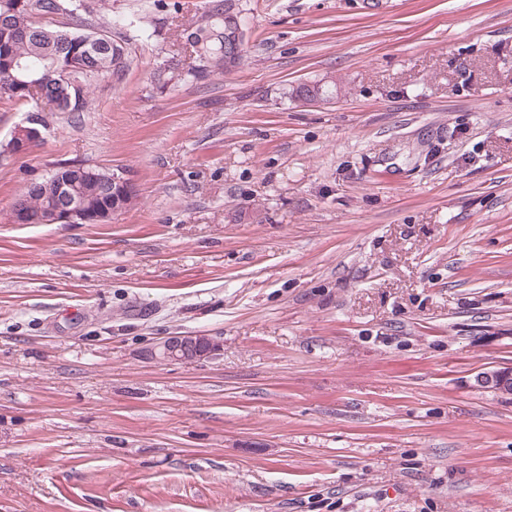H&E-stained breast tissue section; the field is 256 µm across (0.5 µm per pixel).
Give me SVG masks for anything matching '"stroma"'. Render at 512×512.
Segmentation results:
<instances>
[{
	"instance_id": "stroma-1",
	"label": "stroma",
	"mask_w": 512,
	"mask_h": 512,
	"mask_svg": "<svg viewBox=\"0 0 512 512\" xmlns=\"http://www.w3.org/2000/svg\"><path fill=\"white\" fill-rule=\"evenodd\" d=\"M106 2L87 111L0 96V512H512V0H239L199 79L213 0ZM65 163L137 205L10 223ZM218 2L220 3L196 26L191 56L194 62H214L216 67L224 58V70H230L242 60L246 33L242 14L236 10L235 5L231 7L226 0ZM225 2L228 3L224 8ZM224 36L228 43L226 52ZM21 126L22 127L34 126V127H37L40 131L34 127H28L23 130L21 127H19V128H18V126L15 127V129L18 128V130L14 134V138H15L14 142L16 144L17 153H24V152H27L28 150H30L31 147L34 146V144L41 139L42 132L38 126L43 127V125L41 123H39L38 120H33V119L31 121H28L27 125H21ZM15 144H14V146H15ZM159 348L163 359L191 362L220 355L223 344L211 336L177 334L166 337ZM477 385L498 394H512V368L483 372L476 378Z\"/></svg>"
}]
</instances>
